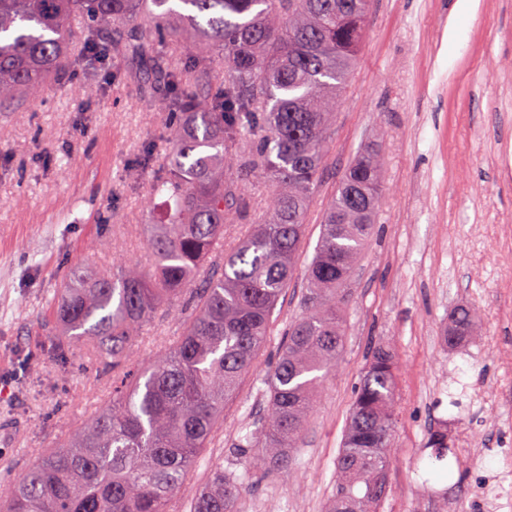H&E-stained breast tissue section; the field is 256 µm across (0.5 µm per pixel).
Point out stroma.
I'll return each mask as SVG.
<instances>
[{"mask_svg":"<svg viewBox=\"0 0 512 512\" xmlns=\"http://www.w3.org/2000/svg\"><path fill=\"white\" fill-rule=\"evenodd\" d=\"M108 75L76 68L42 97L0 112V500L13 478L88 420L112 395V373L70 342L53 345L48 316L73 268L112 276L145 265L151 185L181 114L156 111L133 59ZM154 163L141 165L145 144ZM377 147L383 190L375 234L359 257L336 369L288 470L247 473L238 447L263 417L266 379L288 324L304 309V271L344 169ZM246 236L264 216L268 186L240 180ZM460 304L477 315L473 337L447 347ZM186 309L160 307L132 356L152 362ZM254 370L224 403V429L174 495L179 512L215 466L245 475L240 512H325L355 386L372 348L398 353L397 422L382 512H512V0H373L365 39L330 131L295 275L272 317ZM450 452L435 462L432 430Z\"/></svg>","mask_w":512,"mask_h":512,"instance_id":"35a3bbf8","label":"stroma"}]
</instances>
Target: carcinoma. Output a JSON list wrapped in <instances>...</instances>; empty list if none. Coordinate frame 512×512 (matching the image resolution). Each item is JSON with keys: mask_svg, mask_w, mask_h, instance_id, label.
Listing matches in <instances>:
<instances>
[{"mask_svg": "<svg viewBox=\"0 0 512 512\" xmlns=\"http://www.w3.org/2000/svg\"><path fill=\"white\" fill-rule=\"evenodd\" d=\"M370 0H0V106L41 95L76 65L120 52L140 56L154 26L188 46L189 63L151 48L139 72L170 144L155 178L152 274L72 272L52 308L89 357L123 366L112 401L18 477L0 512H170L188 468L224 426V399L256 361L301 248L305 215L327 155L336 107L364 38ZM224 77L217 76V68ZM239 156L272 188L265 219L228 243L224 227L246 209L224 168ZM381 162L367 147L344 171L307 269L306 312L288 326L268 379L267 409L249 468L288 467L318 385L342 348L344 286L375 229ZM184 293L192 313L153 363L131 362L157 308ZM475 328L456 308L444 343ZM397 355L373 348L355 389L325 512H381L396 418ZM244 476L214 470L190 512H238Z\"/></svg>", "mask_w": 512, "mask_h": 512, "instance_id": "cac0c4a2", "label": "carcinoma"}]
</instances>
